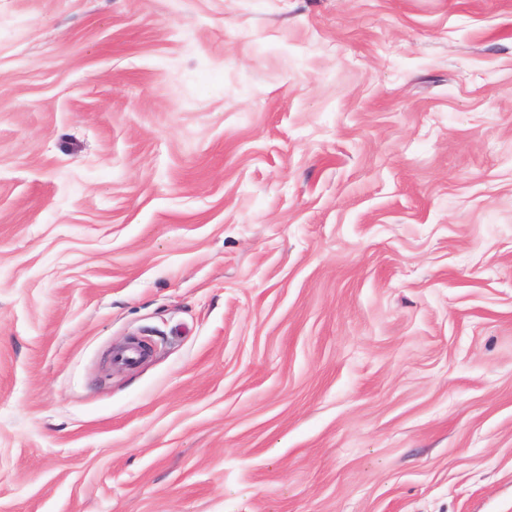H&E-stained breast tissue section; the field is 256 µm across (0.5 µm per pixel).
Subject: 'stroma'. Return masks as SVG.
<instances>
[{
  "instance_id": "1",
  "label": "stroma",
  "mask_w": 512,
  "mask_h": 512,
  "mask_svg": "<svg viewBox=\"0 0 512 512\" xmlns=\"http://www.w3.org/2000/svg\"><path fill=\"white\" fill-rule=\"evenodd\" d=\"M0 512H512V0H0Z\"/></svg>"
}]
</instances>
